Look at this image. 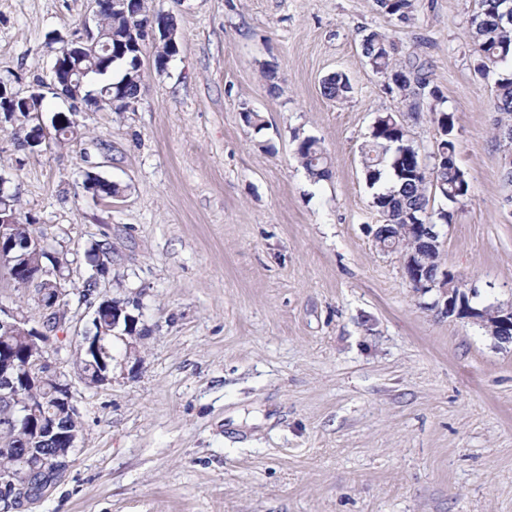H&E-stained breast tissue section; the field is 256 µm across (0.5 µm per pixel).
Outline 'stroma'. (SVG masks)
Returning a JSON list of instances; mask_svg holds the SVG:
<instances>
[{"label":"stroma","instance_id":"35a3bbf8","mask_svg":"<svg viewBox=\"0 0 512 512\" xmlns=\"http://www.w3.org/2000/svg\"><path fill=\"white\" fill-rule=\"evenodd\" d=\"M414 5L401 21L376 0H146L173 16L177 51L165 72L144 64L131 109L83 108L78 141L38 150L0 128L5 189L64 253L67 284L137 299L142 331L115 340L100 387L74 365L91 308L72 302L51 332L82 431L34 512H512V345L441 316L374 239L360 147L376 117L400 113L421 154L438 139L363 57L378 32L453 116L469 195L438 227L442 266L476 307L512 302V184L469 40L476 2ZM95 9L0 0V83L43 94L32 124L72 113L47 83ZM336 71L353 87L340 101L322 92ZM303 137L329 178L302 167ZM90 174L118 196L87 191ZM94 242L111 256L98 277ZM296 154L312 179L319 181L329 177L328 158L318 140L303 138L297 145Z\"/></svg>","mask_w":512,"mask_h":512}]
</instances>
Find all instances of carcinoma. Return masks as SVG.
<instances>
[{
  "instance_id": "carcinoma-1",
  "label": "carcinoma",
  "mask_w": 512,
  "mask_h": 512,
  "mask_svg": "<svg viewBox=\"0 0 512 512\" xmlns=\"http://www.w3.org/2000/svg\"><path fill=\"white\" fill-rule=\"evenodd\" d=\"M379 7L388 15L407 20L414 9V0H377ZM512 6V0H477V8L470 22L469 36L473 53L477 58V70L484 76L492 77V107L494 111L512 118V69L505 64L512 62V31L505 30L500 23L503 9ZM147 22L174 25L173 19L165 16L153 18L146 12L144 0H136L132 7L102 3L96 22L97 35L103 43L112 46L109 51L99 47L93 53L79 58H67L59 53L56 61L64 68H77L86 75L85 90L81 91L83 102L98 110L107 108L113 90H123L125 103L116 108L125 112L137 101L142 88V76L138 74L135 55L121 50L122 41ZM394 47L379 33L372 32L362 40V53L373 71L385 79L400 78L406 83L415 82L425 88L429 84L423 68L414 65L399 66L394 60ZM121 70L118 78H112L114 70ZM323 94L329 98H345L352 91L347 74L336 71L322 81ZM43 96L32 93L21 96L9 90L0 97V109L14 114V120L28 118L32 112L40 110ZM429 112L437 125L453 130L452 115L445 111L441 103L429 104ZM398 114L387 112L378 116L377 125L371 130L361 146L364 174L370 186L389 177V185L379 189L373 196L374 206L385 216V224L380 226L377 239L382 249L393 252L408 248V238L403 225L415 223L422 211H431L433 223L446 224L452 213L440 207L429 209L430 197L434 196L448 204H457L469 194V183L465 173L455 160V146L452 139H446L448 160L435 167L419 170L408 156L409 145L399 127ZM302 165L314 180L329 177L328 158L318 140L305 137L296 149ZM44 237L34 227V222H18L13 228V239L0 245L3 250H15L14 241H25L29 237ZM89 263L103 274L107 267L104 258L108 252L98 242L86 250ZM84 341H79L76 350V363L86 373V385L97 386L96 367L90 363ZM0 349L13 357L23 360L29 352L27 340L22 336L4 337L0 331ZM19 405L29 407L30 421H21L15 413L0 407V474L12 473L19 476L27 471L40 468V455L55 446L51 437L38 434L30 429L29 423L55 424L57 431L66 428H80L79 418L58 413L57 385L49 378L42 385L31 389L20 386L16 391Z\"/></svg>"
}]
</instances>
